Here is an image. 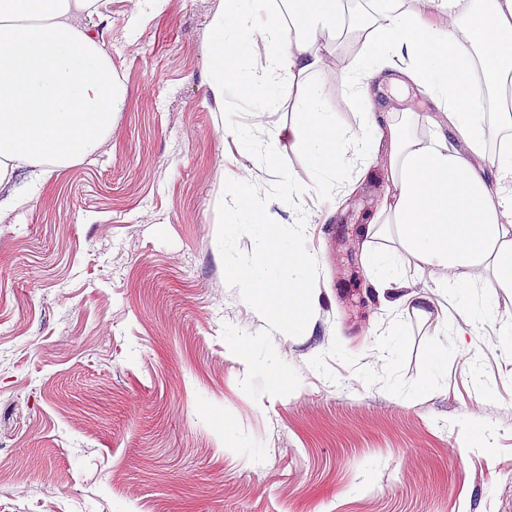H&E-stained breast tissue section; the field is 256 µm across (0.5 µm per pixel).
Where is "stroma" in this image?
<instances>
[{"label":"stroma","mask_w":512,"mask_h":512,"mask_svg":"<svg viewBox=\"0 0 512 512\" xmlns=\"http://www.w3.org/2000/svg\"><path fill=\"white\" fill-rule=\"evenodd\" d=\"M218 5L100 0L82 23L112 19L111 135L46 182L19 169L26 203L0 193V512H512V288L366 236L389 174L372 154L345 173L352 193L317 177L288 136L287 78L262 122L241 120L305 186L267 213L307 218L320 276L306 331L272 334L299 387L258 401L241 388L223 326L267 324L225 280L217 207L226 179L274 177L206 95ZM373 94L408 137L444 123L418 90ZM389 250L401 272L382 291L365 261Z\"/></svg>","instance_id":"1"}]
</instances>
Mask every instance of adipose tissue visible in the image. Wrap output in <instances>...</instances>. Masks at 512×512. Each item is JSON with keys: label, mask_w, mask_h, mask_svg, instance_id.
<instances>
[{"label": "adipose tissue", "mask_w": 512, "mask_h": 512, "mask_svg": "<svg viewBox=\"0 0 512 512\" xmlns=\"http://www.w3.org/2000/svg\"><path fill=\"white\" fill-rule=\"evenodd\" d=\"M260 0H220L210 23L216 55L207 91L223 106L230 88L264 108L279 100L281 79L303 92L292 133L305 144L318 176L343 174L355 161L387 145L391 185L379 215L397 224L404 246L424 266L448 270L483 265L499 286L512 288V108L496 153L485 141L484 92H512V0H427L452 16H474L470 51L455 49L453 34L422 24L407 0H371L375 27L362 60L341 72L355 96L370 102L372 86L392 72L396 92L421 88L448 122L449 135L421 142L402 127L381 126L368 113L359 131H337L316 80L337 35L346 0H302L303 17L287 33L267 18L261 37L268 63L239 82L237 65L252 56L250 22ZM97 11V0H0V192L16 193L17 170L41 180L94 154L112 132L121 81L103 48V32L77 18ZM495 170L486 181L485 167Z\"/></svg>", "instance_id": "1"}]
</instances>
